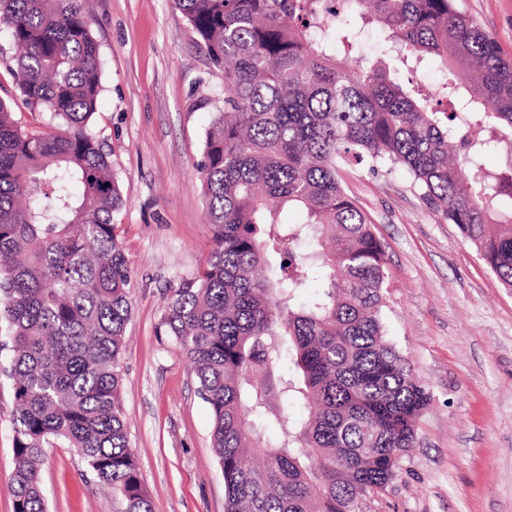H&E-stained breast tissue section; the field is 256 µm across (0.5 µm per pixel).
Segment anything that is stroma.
Masks as SVG:
<instances>
[{
    "label": "stroma",
    "instance_id": "35a3bbf8",
    "mask_svg": "<svg viewBox=\"0 0 512 512\" xmlns=\"http://www.w3.org/2000/svg\"><path fill=\"white\" fill-rule=\"evenodd\" d=\"M512 58V0H457ZM104 63L90 129L111 153L133 278L120 406L153 512H224L211 414L186 356L159 335L168 290L212 247L197 164L222 81L172 0H84ZM386 246V334L431 396L396 478L368 512H512V288L402 172L348 168ZM11 381L0 371V512H13ZM48 512H115L72 448L40 468Z\"/></svg>",
    "mask_w": 512,
    "mask_h": 512
}]
</instances>
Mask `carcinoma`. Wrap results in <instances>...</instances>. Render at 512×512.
I'll list each match as a JSON object with an SVG mask.
<instances>
[{
  "label": "carcinoma",
  "mask_w": 512,
  "mask_h": 512,
  "mask_svg": "<svg viewBox=\"0 0 512 512\" xmlns=\"http://www.w3.org/2000/svg\"><path fill=\"white\" fill-rule=\"evenodd\" d=\"M84 0H0V352H10L13 512H47L46 449L74 448L119 512H152L119 396L132 275L109 153L90 130L103 61ZM220 70L198 163L214 247L171 290L160 332L209 405L225 512H358L413 447L430 394L385 338L386 251L344 166L405 171L512 288V61L456 0H173ZM376 60L357 54L369 28ZM445 74L435 94L411 64ZM292 207L306 220L286 222ZM307 239L314 249L300 254ZM319 283L314 297L307 288ZM288 360L292 372L275 374ZM304 408H273L274 390Z\"/></svg>",
  "instance_id": "1"
}]
</instances>
